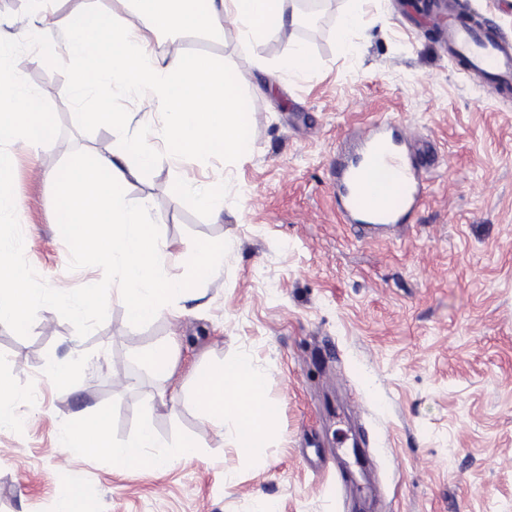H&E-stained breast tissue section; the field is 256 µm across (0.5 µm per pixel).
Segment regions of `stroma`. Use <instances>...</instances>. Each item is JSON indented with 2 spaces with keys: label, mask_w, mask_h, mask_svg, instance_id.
Listing matches in <instances>:
<instances>
[{
  "label": "stroma",
  "mask_w": 512,
  "mask_h": 512,
  "mask_svg": "<svg viewBox=\"0 0 512 512\" xmlns=\"http://www.w3.org/2000/svg\"><path fill=\"white\" fill-rule=\"evenodd\" d=\"M304 2L284 0L296 22L280 36L154 40L155 54H209L242 75L254 133L244 155L177 161L147 138L156 161L127 195L147 200L168 274L194 278L183 259L213 240L231 256L198 295L144 323L114 287L84 338L49 307L29 337L0 324V383L16 395L0 426V512H58L75 483L86 512H512V96L465 74L405 0H321L312 15ZM456 8L512 39V0ZM349 9L359 22L342 42ZM297 44L315 67L285 68ZM16 69L62 127L39 149L10 146L25 257L55 289L98 282L100 268H68L54 174L73 152L108 153L110 129L75 103L65 59L27 52ZM386 120L403 139H429L416 157L428 188L407 225L360 241L331 170ZM213 184L224 187L218 221L193 199ZM173 339L168 375L149 370L142 352ZM239 356L267 373L276 408L261 448L236 447L200 417L197 379ZM63 358L71 378L59 382L45 367ZM99 411L113 442L147 422L163 444L190 437L198 450L161 471L66 450L67 432Z\"/></svg>",
  "instance_id": "obj_1"
}]
</instances>
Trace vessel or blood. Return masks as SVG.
Listing matches in <instances>:
<instances>
[{
  "label": "vessel or blood",
  "instance_id": "obj_1",
  "mask_svg": "<svg viewBox=\"0 0 512 512\" xmlns=\"http://www.w3.org/2000/svg\"><path fill=\"white\" fill-rule=\"evenodd\" d=\"M448 50L483 75L491 93L512 90V41L491 28L448 27ZM339 210L356 231L406 223L422 196L423 177L401 145L378 125L367 130L354 157L336 173Z\"/></svg>",
  "mask_w": 512,
  "mask_h": 512
}]
</instances>
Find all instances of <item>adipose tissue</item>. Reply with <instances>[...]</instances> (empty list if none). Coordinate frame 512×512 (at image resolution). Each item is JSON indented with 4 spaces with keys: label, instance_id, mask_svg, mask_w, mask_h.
Instances as JSON below:
<instances>
[{
    "label": "adipose tissue",
    "instance_id": "obj_1",
    "mask_svg": "<svg viewBox=\"0 0 512 512\" xmlns=\"http://www.w3.org/2000/svg\"><path fill=\"white\" fill-rule=\"evenodd\" d=\"M46 2L28 0L38 19L29 33L35 61L64 57L76 103L87 106L88 118L108 126L116 140L109 154L80 153L68 160L54 221L118 270L128 318L150 320L194 284L167 274L168 256L154 225L147 222L146 200L126 197L131 180L154 162L141 130L151 129L176 155H240L252 137L251 115L238 102L240 76L209 56L175 52L156 57L152 39L163 32L193 31L219 41L229 28L247 40L277 35L288 24L282 0H129L143 18L139 26L129 24L110 0H81L61 19ZM115 89L143 92L152 112L136 117L113 111L104 95ZM156 113L162 121L155 127L151 119ZM90 224L106 225L107 230L88 238ZM266 386V373L249 358L225 362L197 383L202 416L216 428H227L237 447H264L275 420ZM108 429L105 414L85 416L68 445L105 450L123 468L162 469L170 463L150 424H142L133 439L122 443L111 442Z\"/></svg>",
    "mask_w": 512,
    "mask_h": 512
}]
</instances>
